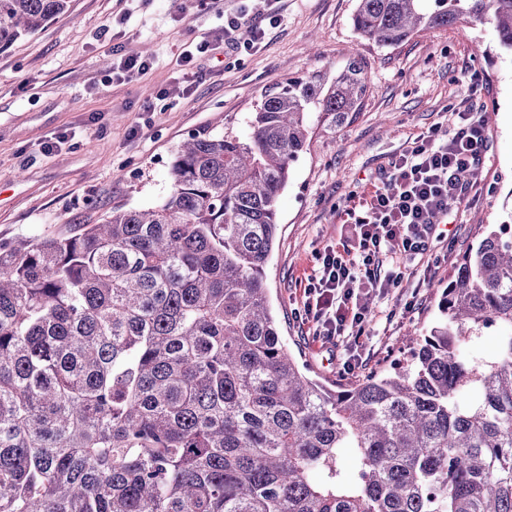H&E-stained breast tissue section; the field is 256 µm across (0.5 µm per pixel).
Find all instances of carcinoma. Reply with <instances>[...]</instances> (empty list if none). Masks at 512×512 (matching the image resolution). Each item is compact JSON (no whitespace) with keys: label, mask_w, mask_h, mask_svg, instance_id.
I'll return each mask as SVG.
<instances>
[{"label":"carcinoma","mask_w":512,"mask_h":512,"mask_svg":"<svg viewBox=\"0 0 512 512\" xmlns=\"http://www.w3.org/2000/svg\"><path fill=\"white\" fill-rule=\"evenodd\" d=\"M70 0H0V51ZM357 0L397 47L512 0ZM369 88L352 58L262 95L249 132L191 135L171 193L0 246V512H512V234L465 253L411 360L330 389L270 304L277 202L314 128ZM497 336L493 357L472 347Z\"/></svg>","instance_id":"carcinoma-1"}]
</instances>
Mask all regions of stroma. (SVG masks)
<instances>
[{"label":"stroma","mask_w":512,"mask_h":512,"mask_svg":"<svg viewBox=\"0 0 512 512\" xmlns=\"http://www.w3.org/2000/svg\"><path fill=\"white\" fill-rule=\"evenodd\" d=\"M357 0H279L281 23L259 50H217L200 60L188 91L178 90V54L224 23L234 0H71L66 14L0 52V244L65 236L112 209L159 204L171 191L169 167L190 135L248 131L262 94L311 70L336 72L364 58L370 85L357 118L330 135L315 131L292 165L278 203L279 233L266 269L282 336L299 364L329 387L341 376V351L329 350L297 321L305 280L325 247L355 237L349 196L371 191L413 139L447 126L450 112L493 115L479 169L481 194L463 200L451 224L453 245L435 242L442 261L426 282L403 279L372 293L357 349L362 374L410 357L408 328H429L458 259L484 232L512 222V53L493 29L470 25L377 46L353 29ZM139 54L147 74L112 75L106 59ZM479 73L480 92L469 78ZM415 302L406 310V302Z\"/></svg>","instance_id":"stroma-1"}]
</instances>
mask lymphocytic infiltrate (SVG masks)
<instances>
[{"instance_id":"lymphocytic-infiltrate-1","label":"lymphocytic infiltrate","mask_w":512,"mask_h":512,"mask_svg":"<svg viewBox=\"0 0 512 512\" xmlns=\"http://www.w3.org/2000/svg\"><path fill=\"white\" fill-rule=\"evenodd\" d=\"M279 22L273 7L261 15L244 5L227 9L223 27L212 38L183 50L176 64L184 78H192L198 56L220 45L235 53L254 50L267 29ZM487 152L481 119L470 112L451 113L446 140L436 139L430 131L417 136L392 161L385 185L377 186L358 207L347 209L358 229L357 239L318 253L319 266L306 279L305 302L296 313L316 339L332 343L363 328L369 313L364 298L370 290L427 274V266L417 259L429 251L432 241H449L440 219L457 214Z\"/></svg>"}]
</instances>
